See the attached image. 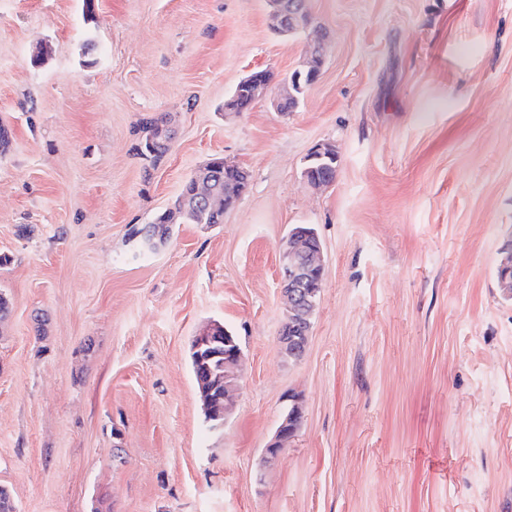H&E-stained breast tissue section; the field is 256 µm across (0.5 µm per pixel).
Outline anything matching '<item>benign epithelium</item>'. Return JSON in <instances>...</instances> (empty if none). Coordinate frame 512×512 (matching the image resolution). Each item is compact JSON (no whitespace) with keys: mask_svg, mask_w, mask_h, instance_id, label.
<instances>
[{"mask_svg":"<svg viewBox=\"0 0 512 512\" xmlns=\"http://www.w3.org/2000/svg\"><path fill=\"white\" fill-rule=\"evenodd\" d=\"M272 27L281 32H288V24H296L298 15L288 14L284 0H268ZM311 84L316 76L306 74V70H296L280 84L279 93L273 98L275 109H280L281 100L288 95L289 87L300 81ZM243 83L250 89L253 101H258L271 88L272 82L260 77L253 71L244 77ZM502 257L497 269L498 282L504 296L512 298V238L501 250ZM280 273L282 295L285 301L290 328L283 329L281 336L282 351L290 358H300L306 348L312 326V316L319 301L325 282V262L322 245L308 231L296 228L288 233L280 252ZM196 350L210 352L219 345H224V361L221 370L212 371L207 378L200 380V385L217 383L224 385V397L218 402L214 419L227 418L233 409V395L237 390L239 366L242 350L230 335H221L218 326L211 324L198 336ZM302 419V407L293 403L278 424L275 435L264 449V459H274L285 451L288 440L297 433Z\"/></svg>","mask_w":512,"mask_h":512,"instance_id":"1","label":"benign epithelium"}]
</instances>
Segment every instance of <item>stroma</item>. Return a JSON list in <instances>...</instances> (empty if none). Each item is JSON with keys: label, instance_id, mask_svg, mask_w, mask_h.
<instances>
[{"label": "stroma", "instance_id": "obj_1", "mask_svg": "<svg viewBox=\"0 0 512 512\" xmlns=\"http://www.w3.org/2000/svg\"><path fill=\"white\" fill-rule=\"evenodd\" d=\"M0 0V486L15 512H512V0ZM324 39L298 108L224 109ZM173 131L159 161L143 121ZM323 144L332 185L304 176ZM248 187L220 224L131 237L212 158ZM326 279L301 358L279 248ZM242 360L210 427L191 344ZM303 419L263 450L292 397ZM502 257L497 269L499 270L498 282L504 296L512 298V238H510L501 250ZM233 336V335H232ZM230 335L221 336L220 331L218 330V326L215 324H211L204 328L198 336L195 337V340L197 342L196 350L199 351V353L202 355V351L204 349V352H211L214 349H218L219 345H224V361L220 364L221 367L217 368L216 370H213L211 373H209V367H207V378L204 380H200L199 384V373L201 371V365L200 360L197 357V352L193 351V345H192V352H191V364L193 369V374L196 379L199 391L201 393V399L202 404L204 406L205 411V419L207 422L211 424V426H216V421L220 418H224V422L230 412L233 409L234 400L233 395L235 391L237 390L238 386V377H239V366L242 359V350L237 345L238 340L235 336L234 341ZM239 344V343H238ZM219 369L222 371L219 372ZM211 383H217V384H224V397L221 402V398L218 400V408L216 412L213 414L214 419L209 416L208 413V405H206V402L208 400H211L212 402L217 401L218 396V389L214 390L211 393H205L201 392L200 385L203 387L204 385H210Z\"/></svg>", "mask_w": 512, "mask_h": 512}]
</instances>
